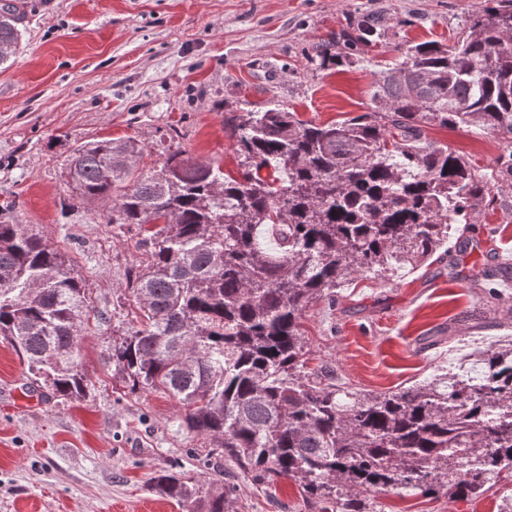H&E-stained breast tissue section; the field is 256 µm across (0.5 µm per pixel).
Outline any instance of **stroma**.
<instances>
[{
  "instance_id": "obj_1",
  "label": "stroma",
  "mask_w": 512,
  "mask_h": 512,
  "mask_svg": "<svg viewBox=\"0 0 512 512\" xmlns=\"http://www.w3.org/2000/svg\"><path fill=\"white\" fill-rule=\"evenodd\" d=\"M480 0H25L22 44L0 70V208L68 253L104 322L90 321L81 357L92 394L60 401L33 383L0 340V512H180L152 479L203 469L200 439L179 431L178 401L122 393L103 352L133 311L129 281L147 256L136 231L108 223L67 176L75 148L100 137L142 143L143 167L164 148L236 172L225 123L233 110L276 102L315 123L366 112L399 43L453 36ZM386 20L385 43L359 62L322 68L323 40L351 17ZM433 141L497 172L490 132L431 126ZM448 249L389 281L359 277L309 307L310 366L350 387L392 391L455 371L466 342H512V188H492ZM489 269L494 281H473ZM244 512H320L293 480L275 489L235 477ZM502 493L474 501L384 494V512H498Z\"/></svg>"
}]
</instances>
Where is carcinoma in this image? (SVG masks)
Masks as SVG:
<instances>
[{"label":"carcinoma","mask_w":512,"mask_h":512,"mask_svg":"<svg viewBox=\"0 0 512 512\" xmlns=\"http://www.w3.org/2000/svg\"><path fill=\"white\" fill-rule=\"evenodd\" d=\"M482 2L451 49L395 45L367 112L316 124L277 104L230 118L236 176L180 148L144 173L125 163L142 154L131 139L71 156L73 189L107 204L108 223L135 227L147 249L131 283L135 323L104 365L131 393L178 400L177 429L209 442L205 480L155 477L183 512H239L225 461L267 485L292 479L334 512H384L377 493L473 501L512 479V344L483 351L476 374L373 393L309 367L303 326L311 304L355 278L424 263L486 201V175L425 128L501 136L500 176L512 182V0ZM19 11L0 5V67L20 46ZM385 30L359 20L321 64L355 63ZM90 312L71 259L31 225L1 221L0 339L61 399L88 395L79 339Z\"/></svg>","instance_id":"obj_1"}]
</instances>
